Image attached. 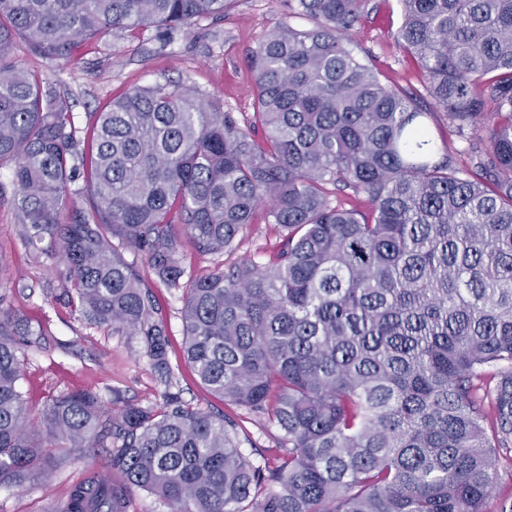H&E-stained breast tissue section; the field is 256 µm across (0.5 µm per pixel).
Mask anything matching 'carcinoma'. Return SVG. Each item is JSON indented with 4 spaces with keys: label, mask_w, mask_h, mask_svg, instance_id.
Here are the masks:
<instances>
[{
    "label": "carcinoma",
    "mask_w": 512,
    "mask_h": 512,
    "mask_svg": "<svg viewBox=\"0 0 512 512\" xmlns=\"http://www.w3.org/2000/svg\"><path fill=\"white\" fill-rule=\"evenodd\" d=\"M234 0H0V167L20 244L61 258L60 288L91 325L134 336L159 406L112 414L78 390L42 411L17 382L35 328L0 299V487L42 448L117 443L57 512H127L137 488L168 512H487L512 450V0H399L395 37L423 91L381 81L351 47L369 0H288L314 26H274L254 51L248 121L190 86H131L89 116L12 58L50 62L112 31L185 29ZM443 116L470 167L436 158ZM85 185L67 203L77 169ZM366 197L368 210L332 197ZM265 207L279 249L197 276L180 253L237 250ZM180 293L183 353L200 383L276 430L272 461L238 424L176 391L157 294L119 248Z\"/></svg>",
    "instance_id": "cac0c4a2"
}]
</instances>
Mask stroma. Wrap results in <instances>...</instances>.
I'll return each instance as SVG.
<instances>
[{
	"mask_svg": "<svg viewBox=\"0 0 512 512\" xmlns=\"http://www.w3.org/2000/svg\"><path fill=\"white\" fill-rule=\"evenodd\" d=\"M369 12L353 49L369 61L382 81L418 91L423 76L397 42L401 22L398 0H369ZM298 29L311 27L305 17H289L285 0H236L221 18H205L192 29H148L138 36L125 32L94 42L78 64L48 62L16 42L13 58L48 77L73 105L77 129H84L89 113L97 111L127 87L181 83L207 98L220 97L225 108L244 115L254 112L250 65L253 51L281 21ZM13 186L9 169H0V298L32 323L42 325L40 346L23 349L18 387L31 410L46 399L74 389L95 391L104 406L113 397L143 406L158 402L154 372L135 337L116 335L86 323L74 307L56 301L62 260L35 264L20 249ZM168 331L170 359L180 367L179 387L185 400L235 418L244 435L243 452L260 461L274 447L273 430L249 418L245 409L225 405L199 382L182 357V302L166 288H158ZM108 443L76 448L68 455H52L23 485L0 488V512H55L70 489L92 472L105 470Z\"/></svg>",
	"mask_w": 512,
	"mask_h": 512,
	"instance_id": "1",
	"label": "stroma"
}]
</instances>
